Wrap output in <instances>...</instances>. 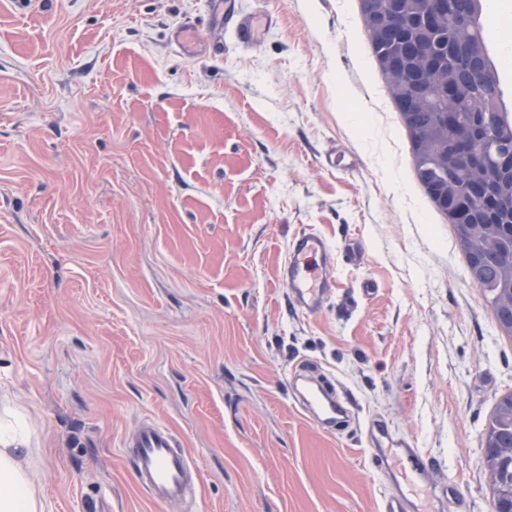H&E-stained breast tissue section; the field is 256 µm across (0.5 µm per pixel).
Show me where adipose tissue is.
I'll list each match as a JSON object with an SVG mask.
<instances>
[{
	"instance_id": "ef3b65f1",
	"label": "adipose tissue",
	"mask_w": 512,
	"mask_h": 512,
	"mask_svg": "<svg viewBox=\"0 0 512 512\" xmlns=\"http://www.w3.org/2000/svg\"><path fill=\"white\" fill-rule=\"evenodd\" d=\"M28 428L21 416L0 419V512H46L30 472Z\"/></svg>"
}]
</instances>
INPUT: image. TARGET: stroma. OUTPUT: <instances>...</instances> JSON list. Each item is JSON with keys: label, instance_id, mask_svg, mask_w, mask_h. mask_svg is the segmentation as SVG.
<instances>
[{"label": "stroma", "instance_id": "35a3bbf8", "mask_svg": "<svg viewBox=\"0 0 512 512\" xmlns=\"http://www.w3.org/2000/svg\"><path fill=\"white\" fill-rule=\"evenodd\" d=\"M233 6L271 16L254 45L217 0H0V413L50 512H380L377 422L491 512L512 335L416 179L360 0ZM483 6L512 114V0ZM311 230L363 247L316 314L279 274ZM303 361L349 424L308 418ZM144 420L198 465L190 510L136 482Z\"/></svg>", "mask_w": 512, "mask_h": 512}]
</instances>
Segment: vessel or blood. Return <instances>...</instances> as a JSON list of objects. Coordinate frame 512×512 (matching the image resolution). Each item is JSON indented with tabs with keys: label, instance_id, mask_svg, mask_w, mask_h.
<instances>
[{
	"label": "vessel or blood",
	"instance_id": "vessel-or-blood-1",
	"mask_svg": "<svg viewBox=\"0 0 512 512\" xmlns=\"http://www.w3.org/2000/svg\"><path fill=\"white\" fill-rule=\"evenodd\" d=\"M239 42L253 44L256 40L254 21L234 10H227ZM336 252L324 237L314 231L302 234L292 244L281 273L290 285L293 303L307 312L318 311L333 292L336 281L328 273L335 264ZM306 411L314 418H333L343 409L334 392L326 388L308 387L301 393ZM371 462L379 469L397 461L405 488L382 501V512H415L410 489L428 481L430 464L419 448L406 440L393 437L387 428L377 425L370 429ZM132 448L135 479L150 497L161 504L185 503L193 483V465L179 450L169 430L154 422H143L126 440Z\"/></svg>",
	"mask_w": 512,
	"mask_h": 512
}]
</instances>
